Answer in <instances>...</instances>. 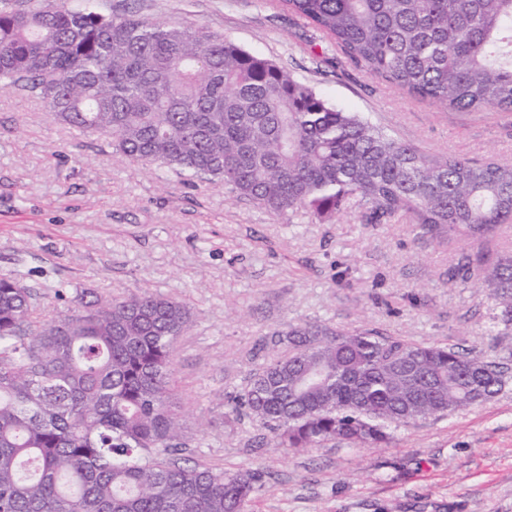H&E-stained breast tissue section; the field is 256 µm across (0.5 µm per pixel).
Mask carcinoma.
Instances as JSON below:
<instances>
[{
	"instance_id": "1",
	"label": "carcinoma",
	"mask_w": 512,
	"mask_h": 512,
	"mask_svg": "<svg viewBox=\"0 0 512 512\" xmlns=\"http://www.w3.org/2000/svg\"><path fill=\"white\" fill-rule=\"evenodd\" d=\"M337 52L444 111L512 114V0H279ZM130 159L220 184L274 216L367 205L438 242L469 241L475 280L512 326V162L427 155L333 107L270 60L203 25L104 15L64 0L0 6V89ZM39 320L27 274H0V512H246L262 474L183 457L173 352L191 308L153 292L56 288ZM230 396L276 445L376 448L391 428L495 397L508 363L482 352L325 323L274 332Z\"/></svg>"
}]
</instances>
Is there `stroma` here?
Segmentation results:
<instances>
[{
    "label": "stroma",
    "mask_w": 512,
    "mask_h": 512,
    "mask_svg": "<svg viewBox=\"0 0 512 512\" xmlns=\"http://www.w3.org/2000/svg\"><path fill=\"white\" fill-rule=\"evenodd\" d=\"M91 2L107 15L204 25L423 150L512 162V126L497 111L445 112L391 89L274 0ZM361 212L273 216L115 154L104 138L56 123L42 102L0 89V273L29 272L45 319L62 310L53 288L63 283L188 302L175 378L184 405L215 428L186 456L261 471L248 512H512V380L490 401L393 429L381 448L295 452L273 447L257 422L225 424L224 396L290 324L374 329L491 360L512 351L497 301L454 274L469 244L420 238L404 219L365 224Z\"/></svg>",
    "instance_id": "35a3bbf8"
}]
</instances>
